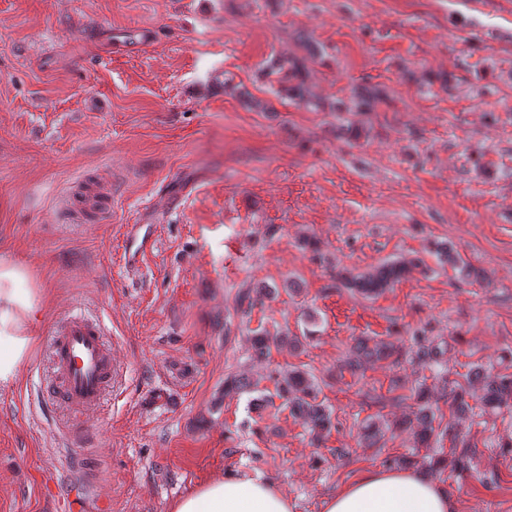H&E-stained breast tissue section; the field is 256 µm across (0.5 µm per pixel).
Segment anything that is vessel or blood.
Returning a JSON list of instances; mask_svg holds the SVG:
<instances>
[{
	"label": "vessel or blood",
	"instance_id": "b4317fda",
	"mask_svg": "<svg viewBox=\"0 0 512 512\" xmlns=\"http://www.w3.org/2000/svg\"><path fill=\"white\" fill-rule=\"evenodd\" d=\"M73 222L83 223L91 212L109 215L112 185L99 179L88 181L64 199ZM153 233L146 224L124 225L119 259L124 267L137 266L141 254L152 247ZM52 377L47 396L51 404L81 413L99 408L107 392L122 379L123 369L107 339L104 323L95 317L72 312L55 322L50 339ZM95 468H87L84 481L68 497L63 512H81L84 496L98 482Z\"/></svg>",
	"mask_w": 512,
	"mask_h": 512
}]
</instances>
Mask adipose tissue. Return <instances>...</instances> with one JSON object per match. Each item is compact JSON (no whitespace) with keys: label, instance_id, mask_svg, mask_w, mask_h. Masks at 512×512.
<instances>
[{"label":"adipose tissue","instance_id":"adipose-tissue-1","mask_svg":"<svg viewBox=\"0 0 512 512\" xmlns=\"http://www.w3.org/2000/svg\"><path fill=\"white\" fill-rule=\"evenodd\" d=\"M26 269L0 260V388L15 385L35 344V329L50 297L25 288ZM434 481L409 468L363 473L326 498L323 512H453ZM172 512H294L286 495L264 477L226 476L204 482L172 505Z\"/></svg>","mask_w":512,"mask_h":512}]
</instances>
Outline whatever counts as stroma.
Returning <instances> with one entry per match:
<instances>
[{"label":"stroma","mask_w":512,"mask_h":512,"mask_svg":"<svg viewBox=\"0 0 512 512\" xmlns=\"http://www.w3.org/2000/svg\"><path fill=\"white\" fill-rule=\"evenodd\" d=\"M103 22L148 46L114 52ZM286 58L302 64L292 83ZM108 170L111 216L72 223L60 198ZM124 224L155 233L129 271ZM438 242L476 276L441 267ZM3 257L54 299L0 389V512H59L82 480L60 452L72 419L111 512H171L230 473L323 512L367 470L440 457L439 433L397 426L422 386L441 428L467 434L468 469L437 479L455 512H512V409L451 415L412 341L425 330L452 380L512 374V0H0ZM400 260L412 269L372 296L336 278ZM75 306L124 368L78 417L40 392L53 322ZM258 333L284 342L257 358ZM361 339L395 352L354 377L341 365ZM274 369L313 378L333 422L320 443L282 399L224 389H273ZM369 420L385 427L371 446Z\"/></svg>","instance_id":"stroma-1"}]
</instances>
